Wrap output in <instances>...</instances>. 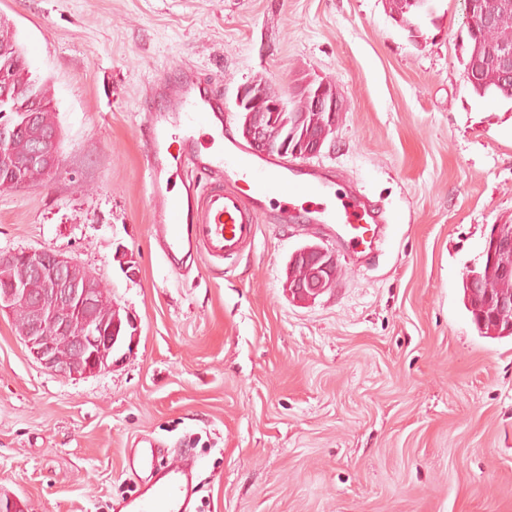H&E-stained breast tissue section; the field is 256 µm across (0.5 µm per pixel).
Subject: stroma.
<instances>
[{
	"label": "stroma",
	"instance_id": "obj_1",
	"mask_svg": "<svg viewBox=\"0 0 512 512\" xmlns=\"http://www.w3.org/2000/svg\"><path fill=\"white\" fill-rule=\"evenodd\" d=\"M50 79L62 166L0 190V251L48 248L93 273L139 334L126 358L64 378L0 317V497L24 512H114L127 450L196 461L195 512H512V338L463 304L492 225L512 224V100L466 83L463 0L395 23L386 0H0ZM218 88L240 138L241 84L334 82V135L307 163L377 202L371 255L304 212L192 277L150 235L140 140L180 67ZM331 288L293 298L303 247ZM134 273H126L125 265ZM303 258V259H300ZM293 261L299 259L295 265H289L288 281L301 284L306 282L310 268L312 267V277L306 286L290 285L286 282L289 294L299 299L301 295H306L308 299H313L328 288H330L336 278V256L321 247L310 246L305 247L292 256ZM309 260L310 264L305 261ZM301 299H307L301 297Z\"/></svg>",
	"mask_w": 512,
	"mask_h": 512
}]
</instances>
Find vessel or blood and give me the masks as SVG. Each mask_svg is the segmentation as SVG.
Returning <instances> with one entry per match:
<instances>
[{
    "label": "vessel or blood",
    "instance_id": "b4317fda",
    "mask_svg": "<svg viewBox=\"0 0 512 512\" xmlns=\"http://www.w3.org/2000/svg\"><path fill=\"white\" fill-rule=\"evenodd\" d=\"M160 94L164 106L151 116L142 147L155 207L152 236L170 263L188 253L212 263L240 255L256 237L265 199L274 194L280 197L278 221H287L302 199L309 206L308 222L342 231L350 248L375 236L381 213L357 194L320 174L299 180L298 169L226 141L218 107L199 91L192 69L181 68ZM175 140L187 165L208 177L204 184L183 181L178 196L164 166ZM140 466L150 467L155 479L125 500L130 512H191V472L185 463L167 460L163 449L149 445L126 458L127 471Z\"/></svg>",
    "mask_w": 512,
    "mask_h": 512
}]
</instances>
